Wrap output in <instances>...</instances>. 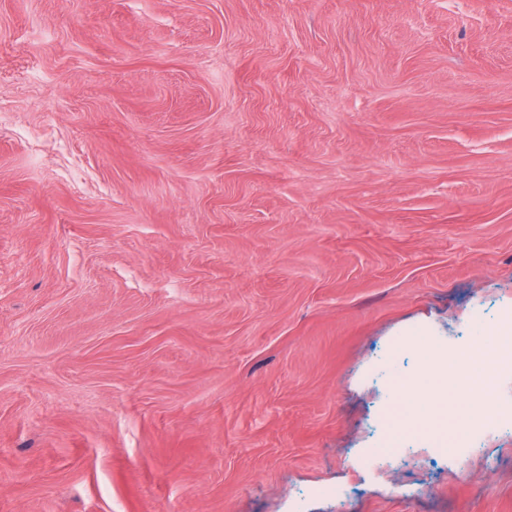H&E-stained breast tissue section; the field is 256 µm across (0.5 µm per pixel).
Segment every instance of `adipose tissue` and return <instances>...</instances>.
I'll use <instances>...</instances> for the list:
<instances>
[{"label":"adipose tissue","mask_w":512,"mask_h":512,"mask_svg":"<svg viewBox=\"0 0 512 512\" xmlns=\"http://www.w3.org/2000/svg\"><path fill=\"white\" fill-rule=\"evenodd\" d=\"M413 348L422 370L404 386L390 442H397L410 431L430 430L443 437L450 433L464 436L469 426L480 421L489 408V387L480 385L473 388L465 398L462 412L456 418H449L448 401L458 394L459 389L447 350L425 344L420 337L415 338Z\"/></svg>","instance_id":"1"}]
</instances>
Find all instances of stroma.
Listing matches in <instances>:
<instances>
[{"instance_id": "stroma-1", "label": "stroma", "mask_w": 512, "mask_h": 512, "mask_svg": "<svg viewBox=\"0 0 512 512\" xmlns=\"http://www.w3.org/2000/svg\"><path fill=\"white\" fill-rule=\"evenodd\" d=\"M511 307L512 0H0V512H512ZM413 348L422 370L404 386L388 442H398L409 431L424 430L448 440V399L459 392L456 372L444 348L426 345L420 336L413 341ZM512 347L490 346L481 341L470 349V358L478 364L486 375L492 374L501 364L511 361ZM491 405L490 387L476 386L465 397L463 411L453 422V432L456 437H463L469 426L480 421L483 414Z\"/></svg>"}]
</instances>
